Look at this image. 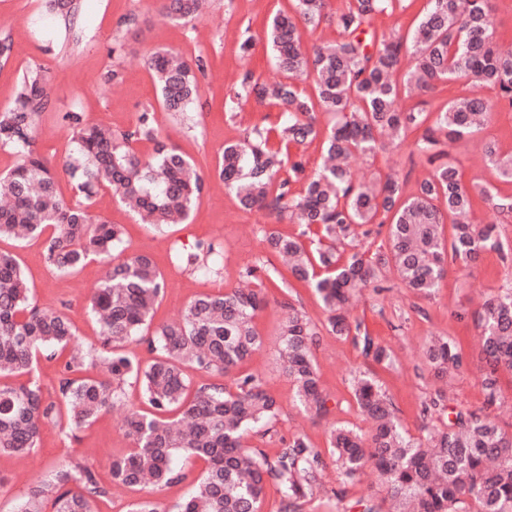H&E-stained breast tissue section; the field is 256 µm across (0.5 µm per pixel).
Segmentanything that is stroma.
<instances>
[{
  "mask_svg": "<svg viewBox=\"0 0 512 512\" xmlns=\"http://www.w3.org/2000/svg\"><path fill=\"white\" fill-rule=\"evenodd\" d=\"M160 5V0H81L78 21L66 33L61 18L49 10L46 0H0V39L12 45L8 60L0 61V109L13 102L23 72L38 68L45 73L51 104L36 124L35 148L54 166L65 201L77 197L64 171L72 136L64 120L69 112L120 131L135 125L144 110H152L161 140L190 157L205 178V190L186 223L160 229L141 223L110 189L99 190L93 198L95 214L121 225L126 253L149 254L160 268L164 288L153 318L157 326L177 319L196 296L234 286L246 269L277 265V258L262 240L263 230L274 228L299 235L307 248L316 246L313 235L304 234L301 225L277 220L264 211L240 209L233 192L214 174L225 144L243 138L246 129L261 119L272 123L278 119L277 107L268 103H247L233 118L225 112L224 103L242 71H253L269 82L279 80L265 32L270 17L287 8L288 0H210L207 14L187 24L163 19ZM245 36L253 38L254 47L242 57L237 46ZM158 50L173 51L189 60L200 54L206 60L205 70L198 76L200 98L186 115L166 112L161 106L146 64L149 54ZM114 71L119 77L113 81L109 75ZM488 138L496 139L502 152L512 153V112L495 113L480 133L450 144L449 154L466 183L495 186L501 194L511 195L512 186L500 182L482 160L480 147ZM351 166L355 175L364 179L377 174H406L404 191L408 194L414 193L416 178L423 171L422 163L412 162L406 145L388 148L372 160L356 158ZM201 241L218 246L206 265L195 270L180 266L176 254L195 251ZM0 251L18 257L38 308L69 316L81 342L97 341L99 325L89 303L102 279L103 261L89 262L79 273L61 275L45 264L43 240L1 238ZM213 266L220 268V276L210 274ZM382 285V291L367 292L356 301L352 316L364 321L392 354V366L374 369L375 378L394 403L403 429L411 437H420L422 409L435 397L441 400L436 414L444 419L459 411L481 409L485 393L478 363L479 331L473 314L489 290L512 286V264H504L493 251L483 253L471 265L449 264L440 288L428 299L403 288L391 269L384 272ZM265 294L267 304L255 318L263 346L239 371L262 377L280 406V414L271 433L249 434L247 444L272 455L282 439L302 435L324 452L333 426L344 424L369 431L350 387L355 373L370 369L369 363L351 339L325 330L326 313L313 288L298 282L286 293L271 283ZM287 300L321 327L314 358L330 409L324 417L300 410L295 390L280 368L278 328ZM433 336L455 338L466 361L442 397L437 394L440 384L423 356L424 345ZM141 406V385L128 380L122 387L120 405L74 436L65 437L59 427L48 425L30 456L0 455V512H13L31 487L48 478L53 469L71 462L93 467L106 484L108 493L97 500V512H130L147 494L140 488L114 484L110 465L113 458L133 448L124 419L127 410ZM322 484V491L303 503L302 512H362L363 504L380 502L384 496L376 472L368 470L346 480L331 459L326 462ZM339 489L344 492L340 498L335 495Z\"/></svg>",
  "mask_w": 512,
  "mask_h": 512,
  "instance_id": "stroma-1",
  "label": "stroma"
}]
</instances>
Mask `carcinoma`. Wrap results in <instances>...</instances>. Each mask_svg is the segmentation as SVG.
<instances>
[{
  "mask_svg": "<svg viewBox=\"0 0 512 512\" xmlns=\"http://www.w3.org/2000/svg\"><path fill=\"white\" fill-rule=\"evenodd\" d=\"M401 2L344 0L340 11L331 13L329 0H290V10L274 14L266 39L284 79L270 84L248 70L226 107L234 112L252 98H268L282 112V121L254 125L244 139L224 147L217 166L219 179L243 208L317 229L321 247L315 256L297 237L275 231L263 237L290 275L314 288L328 313V331L345 337L356 333L363 357L383 366L392 363L390 351L362 322L347 317L355 294L378 290L383 271L392 268L404 287L427 299L451 262L475 263L486 249L497 251L504 262L512 258L496 224L461 222L473 207V194L445 150L448 143L480 132L494 113L512 112V53L494 48L491 0H427L413 30L378 32L375 17ZM79 7V0H49V8L66 23ZM199 11L200 0L161 4L162 16L177 23L195 19ZM323 23L336 25L339 38L306 51L301 27ZM147 66L165 111L184 113L198 100L196 71L203 69L202 58L192 65L161 50L150 55ZM460 76L489 86L495 97L460 96L430 111L429 99ZM308 80L311 95L299 88ZM402 91L416 103L400 106ZM49 105L45 76L32 69L20 77L13 104L0 111V147L20 157L0 177V238L45 237V261L62 275L77 272L92 256L111 266L91 298L101 323L98 343L85 354L70 353L59 394L47 400L29 377L34 360L42 351L52 356L65 351L76 340V328L65 314L33 305L21 265L0 252V453L30 454L47 421L64 423L71 431L91 425L121 402V384L133 378L141 382L149 410L127 412L124 426L135 448L113 458V482L169 486L183 478L175 460L200 459L206 467L177 512H260L271 485L285 502L281 512H298L299 501L321 488L325 462L301 435L281 440L272 456L244 444L253 428L277 420L279 408L262 379L250 373L234 379L231 388L194 386L186 374L192 367L227 376L261 348L254 318L266 306L263 281L255 280L251 289L201 294L178 320L144 336L164 286L162 275L146 254L115 256L123 243L121 228L90 210V198L110 188L145 223L177 224L188 219L203 193V177L191 159L158 139L149 110L133 130L115 134L72 113L67 119L75 146L66 171L84 200L68 203L53 167L33 149L35 122ZM319 111L333 116L323 130L316 122ZM316 140L327 164L303 181V150ZM144 141L154 144L152 162H143L136 148ZM406 142L411 155L433 166L409 196L397 176L358 182L344 164L353 155L375 157L389 145ZM482 155L498 179L512 185V154L487 140ZM299 181L303 186L297 193L293 185ZM477 194L495 215L512 214V196L488 186L478 187ZM448 220L452 233L446 239L441 229ZM370 224L388 225L386 249L370 256L355 250L346 258L337 253V245L355 236L356 229L370 234ZM215 251L214 243L199 242L196 252L179 260L195 268ZM288 308L279 330L281 369L299 405L323 416L329 408L313 358L318 327L301 310ZM474 322L481 338L482 413L459 411L446 424L430 412L437 406L434 399L423 409L421 437L412 438L402 431L377 380L361 372L352 379V392L372 432L344 426L330 431L329 452L341 474L351 479L368 468L376 471L397 512H512V433L492 416L500 401V375L512 373V288L491 293ZM132 340L146 342L156 354L144 370L123 350ZM97 357L112 380L71 377ZM424 358L439 379L464 367L456 342L448 337L429 339ZM22 375L28 376L24 383L6 382ZM172 410L179 419L166 417ZM51 488L54 512H95L96 499L106 494L96 471L78 463L32 487L15 512H43Z\"/></svg>",
  "mask_w": 512,
  "mask_h": 512,
  "instance_id": "obj_1",
  "label": "carcinoma"
}]
</instances>
